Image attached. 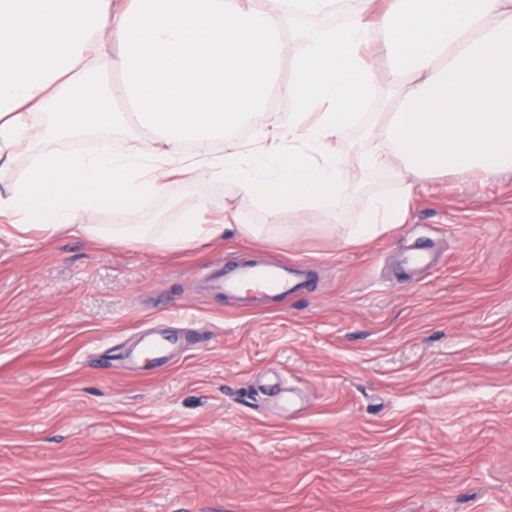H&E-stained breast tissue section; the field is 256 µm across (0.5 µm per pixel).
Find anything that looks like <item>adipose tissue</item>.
I'll use <instances>...</instances> for the list:
<instances>
[{
    "label": "adipose tissue",
    "instance_id": "ef3b65f1",
    "mask_svg": "<svg viewBox=\"0 0 512 512\" xmlns=\"http://www.w3.org/2000/svg\"><path fill=\"white\" fill-rule=\"evenodd\" d=\"M345 0H0V163H32L0 193V226L67 232L120 245L179 250L237 226L245 214L203 198L171 224H140L173 183L196 174L232 183L295 238L298 216L345 198L350 175L334 137L363 123L392 65L398 104L367 134L369 170L400 179L372 199L351 240L403 223L423 178L512 166V0H356L352 14L304 34L294 77L277 86L287 22L317 21ZM295 109L257 124L273 88ZM160 148L119 144L128 125ZM100 131L93 151L66 140ZM108 208L113 222L93 224ZM292 223H283L284 215Z\"/></svg>",
    "mask_w": 512,
    "mask_h": 512
}]
</instances>
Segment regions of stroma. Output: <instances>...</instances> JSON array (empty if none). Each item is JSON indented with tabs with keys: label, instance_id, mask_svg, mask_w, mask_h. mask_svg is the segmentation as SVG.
I'll list each match as a JSON object with an SVG mask.
<instances>
[{
	"label": "stroma",
	"instance_id": "stroma-1",
	"mask_svg": "<svg viewBox=\"0 0 512 512\" xmlns=\"http://www.w3.org/2000/svg\"><path fill=\"white\" fill-rule=\"evenodd\" d=\"M391 97L377 86L336 144L353 175L336 227L315 208L281 240L257 201L199 176L138 223L216 197L261 236L0 235V512H512V170L420 180L404 223L347 241L397 186L358 162ZM418 237L444 262L412 279ZM230 254L312 263L315 285L240 308L198 281ZM146 331L175 337L167 363L129 364Z\"/></svg>",
	"mask_w": 512,
	"mask_h": 512
}]
</instances>
